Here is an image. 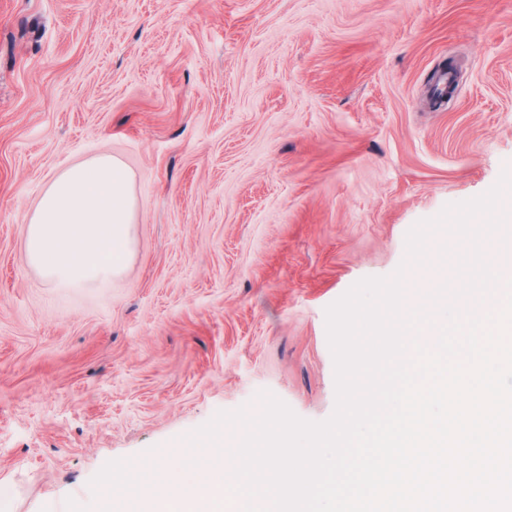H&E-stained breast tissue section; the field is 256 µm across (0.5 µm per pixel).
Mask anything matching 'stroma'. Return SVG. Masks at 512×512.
I'll return each instance as SVG.
<instances>
[{"label":"stroma","instance_id":"1","mask_svg":"<svg viewBox=\"0 0 512 512\" xmlns=\"http://www.w3.org/2000/svg\"><path fill=\"white\" fill-rule=\"evenodd\" d=\"M452 62L457 91L431 86ZM100 155L136 254L57 288L25 227ZM512 168V0H0V492L72 512L268 391L335 406L326 308Z\"/></svg>","mask_w":512,"mask_h":512}]
</instances>
